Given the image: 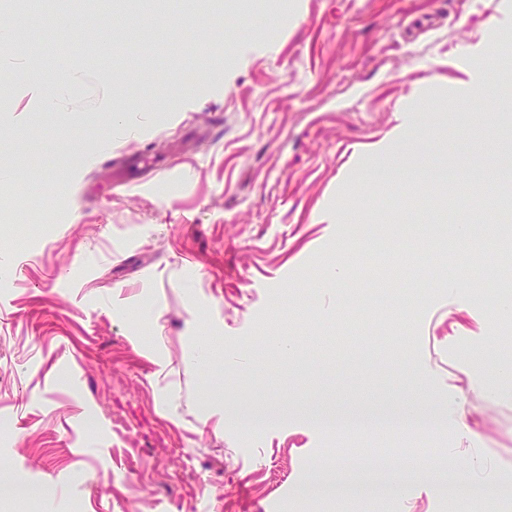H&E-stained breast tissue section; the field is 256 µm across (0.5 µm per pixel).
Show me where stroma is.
I'll use <instances>...</instances> for the list:
<instances>
[{"label":"stroma","instance_id":"1","mask_svg":"<svg viewBox=\"0 0 512 512\" xmlns=\"http://www.w3.org/2000/svg\"><path fill=\"white\" fill-rule=\"evenodd\" d=\"M193 2L83 20L46 54L73 89L56 109L21 77L56 31L0 11V483L30 495L0 512H512V396L470 387L512 363L496 294L402 288L422 329L387 333L377 290L275 289L396 224L457 244L431 219L461 192L503 242L512 83L487 67L512 75V0ZM409 410L444 425L356 450L316 422ZM415 458L447 465L387 488Z\"/></svg>","mask_w":512,"mask_h":512}]
</instances>
